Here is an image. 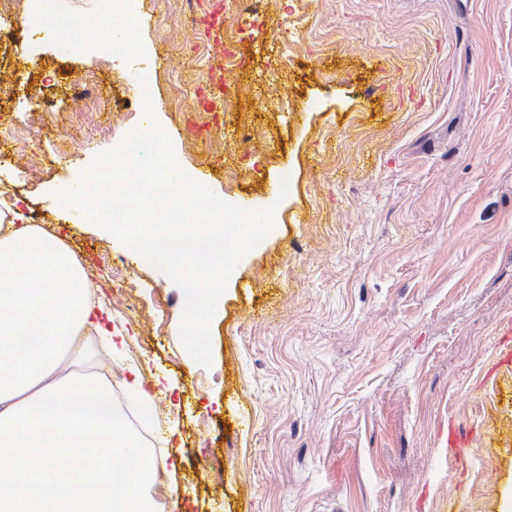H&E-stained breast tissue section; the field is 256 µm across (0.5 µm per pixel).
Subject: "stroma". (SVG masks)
<instances>
[{
	"mask_svg": "<svg viewBox=\"0 0 512 512\" xmlns=\"http://www.w3.org/2000/svg\"><path fill=\"white\" fill-rule=\"evenodd\" d=\"M99 8L53 0L68 40L0 41V196L126 328L121 357L81 339L131 411L140 375L159 505L176 485L180 512H512V0H134L137 39L105 57ZM142 73L181 164L275 209L208 367L180 288L53 197L142 123Z\"/></svg>",
	"mask_w": 512,
	"mask_h": 512,
	"instance_id": "obj_1",
	"label": "stroma"
}]
</instances>
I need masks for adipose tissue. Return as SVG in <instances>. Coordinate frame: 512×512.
Listing matches in <instances>:
<instances>
[{
  "label": "adipose tissue",
  "instance_id": "ef3b65f1",
  "mask_svg": "<svg viewBox=\"0 0 512 512\" xmlns=\"http://www.w3.org/2000/svg\"><path fill=\"white\" fill-rule=\"evenodd\" d=\"M102 312L59 237L0 224V512H158L155 458L111 382L64 370Z\"/></svg>",
  "mask_w": 512,
  "mask_h": 512
}]
</instances>
